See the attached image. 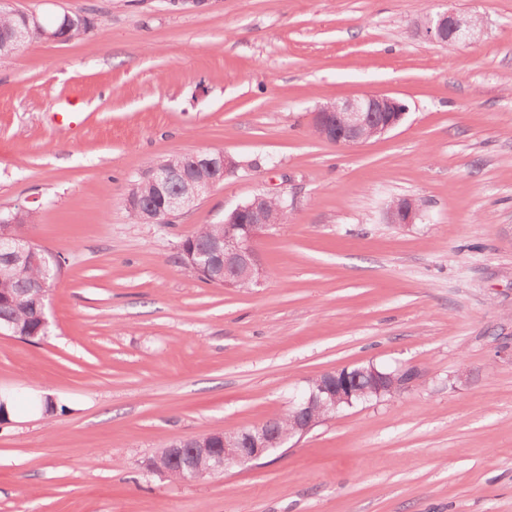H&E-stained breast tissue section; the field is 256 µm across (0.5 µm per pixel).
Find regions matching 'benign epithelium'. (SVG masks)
I'll list each match as a JSON object with an SVG mask.
<instances>
[{
    "mask_svg": "<svg viewBox=\"0 0 512 512\" xmlns=\"http://www.w3.org/2000/svg\"><path fill=\"white\" fill-rule=\"evenodd\" d=\"M0 10L22 19V26L12 32V38L18 43L25 41L30 25H40L37 15L17 9L15 0H0ZM70 21L71 17L64 15L59 28L42 30V38L49 42L66 41ZM423 28L426 36L437 43H461L475 38L480 20L450 9L427 17ZM404 115L405 109L399 100L385 93L371 92L319 105L312 113V124L320 138L338 146L354 147L394 129ZM187 157L189 166L185 169L157 165L142 176L149 179L162 195L169 184L186 181L192 185L190 196L169 197L158 208L137 197H130L128 208L142 213L149 224H165L176 212L187 209L240 167L234 157L222 151L213 156L192 152ZM270 199L269 195L258 194L231 210L237 229L229 230L223 242L205 254L194 250L185 253L188 267L196 275L224 287H233L239 282L251 288L262 285L264 261L256 241L271 227L267 218ZM386 217L392 224H413L421 219L422 212L411 200L400 198L389 206ZM22 228L21 224H8L4 219L0 221V254L10 258L12 264L21 269L42 264L46 261L43 252ZM371 373L373 380L369 396L372 399L399 394L410 386L411 376L415 375L412 369L381 373L373 368ZM357 396L354 376L348 369L324 372L316 377V385L309 387V392L295 403L294 431L270 434L261 425L241 429L230 437L222 431L209 432L206 447L193 449V455L204 458L206 464L203 467L191 466L192 475L200 481L263 459L293 437L310 432L324 420L327 408L334 409L342 402L352 406Z\"/></svg>",
    "mask_w": 512,
    "mask_h": 512,
    "instance_id": "1",
    "label": "benign epithelium"
}]
</instances>
